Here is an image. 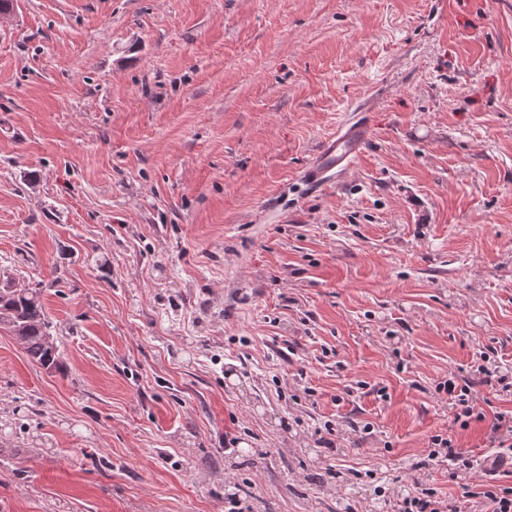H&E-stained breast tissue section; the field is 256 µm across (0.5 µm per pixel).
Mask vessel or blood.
Wrapping results in <instances>:
<instances>
[{
    "mask_svg": "<svg viewBox=\"0 0 512 512\" xmlns=\"http://www.w3.org/2000/svg\"><path fill=\"white\" fill-rule=\"evenodd\" d=\"M370 133L366 113H356L335 133L326 137L308 164L301 170V182L311 189L321 188L343 175L359 155Z\"/></svg>",
    "mask_w": 512,
    "mask_h": 512,
    "instance_id": "obj_1",
    "label": "vessel or blood"
}]
</instances>
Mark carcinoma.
<instances>
[{"mask_svg": "<svg viewBox=\"0 0 512 512\" xmlns=\"http://www.w3.org/2000/svg\"><path fill=\"white\" fill-rule=\"evenodd\" d=\"M0 331L15 337L26 355L46 370L58 369L60 354L50 330L41 290L19 288L0 275Z\"/></svg>", "mask_w": 512, "mask_h": 512, "instance_id": "cac0c4a2", "label": "carcinoma"}]
</instances>
